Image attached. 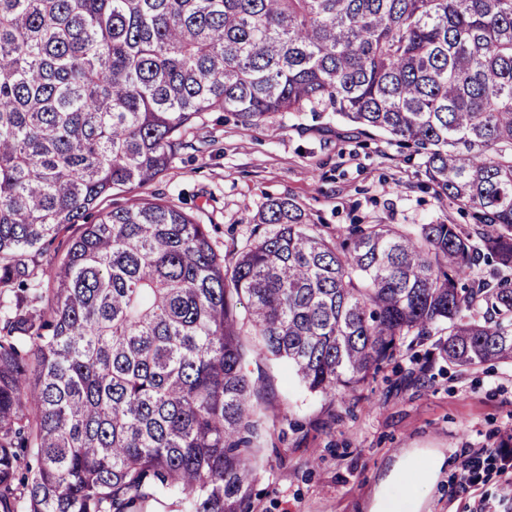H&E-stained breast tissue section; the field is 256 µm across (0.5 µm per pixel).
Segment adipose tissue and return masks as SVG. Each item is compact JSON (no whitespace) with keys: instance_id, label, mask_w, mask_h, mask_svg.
Instances as JSON below:
<instances>
[{"instance_id":"ef3b65f1","label":"adipose tissue","mask_w":512,"mask_h":512,"mask_svg":"<svg viewBox=\"0 0 512 512\" xmlns=\"http://www.w3.org/2000/svg\"><path fill=\"white\" fill-rule=\"evenodd\" d=\"M445 463V456L435 451L414 449L404 452L375 490L368 512H423L425 496L411 492V484L418 477L426 486H434Z\"/></svg>"}]
</instances>
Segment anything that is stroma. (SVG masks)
Wrapping results in <instances>:
<instances>
[{"label":"stroma","mask_w":512,"mask_h":512,"mask_svg":"<svg viewBox=\"0 0 512 512\" xmlns=\"http://www.w3.org/2000/svg\"><path fill=\"white\" fill-rule=\"evenodd\" d=\"M185 139L163 175L114 191L106 206L171 200L211 225L214 249L230 262L254 239L247 215L270 197L300 203L326 236L358 223L473 227L469 212L435 197L408 146L361 135L329 112L282 114L247 129L207 112ZM438 342L418 340L333 403L307 392L283 363H251V376L265 382L267 423L248 512H367L404 451L435 450L460 464L474 449L501 447L512 429V364L463 371L441 358ZM457 477L450 472L430 490V512H473L481 499L512 512L498 457L484 462L468 491Z\"/></svg>","instance_id":"1"}]
</instances>
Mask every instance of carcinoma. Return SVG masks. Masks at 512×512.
<instances>
[{
	"label": "carcinoma",
	"instance_id": "obj_1",
	"mask_svg": "<svg viewBox=\"0 0 512 512\" xmlns=\"http://www.w3.org/2000/svg\"><path fill=\"white\" fill-rule=\"evenodd\" d=\"M217 110L395 137L478 228L271 198L227 267L171 201L98 211ZM434 330L512 363V0H0V512H245L248 356L333 402Z\"/></svg>",
	"mask_w": 512,
	"mask_h": 512
}]
</instances>
